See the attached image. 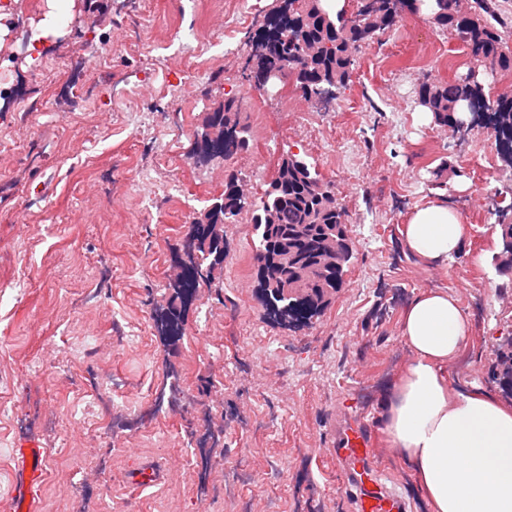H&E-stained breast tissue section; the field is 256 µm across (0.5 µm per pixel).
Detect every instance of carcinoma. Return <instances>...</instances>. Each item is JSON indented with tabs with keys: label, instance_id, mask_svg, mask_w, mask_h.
Masks as SVG:
<instances>
[{
	"label": "carcinoma",
	"instance_id": "cac0c4a2",
	"mask_svg": "<svg viewBox=\"0 0 512 512\" xmlns=\"http://www.w3.org/2000/svg\"><path fill=\"white\" fill-rule=\"evenodd\" d=\"M293 2L286 32L267 42V54L258 66L281 73L287 81L299 72L301 80L294 87L302 89L301 96L308 101H323L329 87L326 81L331 78L336 79L331 90L346 87L359 47L396 25L384 19L382 4L352 19L344 13L330 16L322 9L321 0ZM436 2L433 23L467 47L473 61L488 65L492 71L512 70V49L503 38L505 25L496 0H472L466 13L459 12L457 0ZM418 103L439 125L460 119L463 106L469 113L491 115L498 140L512 152V99L488 97L479 81L466 76L448 82H424L419 87ZM218 109L224 114V124L234 132L233 149L210 146L193 155L200 164L250 148V128L242 121L240 101L227 97L218 103ZM238 180L237 174L229 175L220 196L187 227L185 243L192 247V256L184 280L169 281L166 305L153 317L154 327L166 345L175 344L183 336L189 300L195 298L198 288L212 283L214 272L224 262L225 253L211 236L214 224H235L242 215H250L255 232V293L264 306V318L277 325L297 328L311 308V318L322 316L344 284L348 258L336 269L318 270L312 284L305 286L294 283V266H286L281 260L286 252L299 260L314 259L316 244L347 229L341 207L325 206L336 198L332 181L322 177L306 159L290 152L277 163V174L262 193L238 196L234 190Z\"/></svg>",
	"mask_w": 512,
	"mask_h": 512
}]
</instances>
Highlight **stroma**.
Masks as SVG:
<instances>
[{
  "instance_id": "35a3bbf8",
  "label": "stroma",
  "mask_w": 512,
  "mask_h": 512,
  "mask_svg": "<svg viewBox=\"0 0 512 512\" xmlns=\"http://www.w3.org/2000/svg\"><path fill=\"white\" fill-rule=\"evenodd\" d=\"M276 4L19 0L14 31L0 32L22 84L0 112V512H14L12 448L30 437L46 453L42 512H354L325 454L344 401L410 512H427L381 428L409 358L401 314L428 288L454 293L472 319L450 382L499 392L491 367L512 336V274L493 261L494 209L512 183L486 129L456 140L422 120L417 100L423 81L468 73L467 49L406 16L364 45L329 107L303 112L243 77L246 43ZM47 21L54 38L30 64L22 34ZM190 28L200 42L189 49ZM228 96L242 101L252 146L195 163L194 133ZM287 150L336 184L354 251L343 288L311 326L263 320L245 219L228 225L224 266L198 289L184 337L163 345L153 315L193 215L222 193L223 172L264 186ZM436 199L467 226L443 270L411 256L401 234ZM171 370L176 399L147 424L140 408ZM88 378L119 404L106 419L81 395ZM208 421L224 433V486L203 502L194 450ZM145 461L167 471L163 483L130 484Z\"/></svg>"
}]
</instances>
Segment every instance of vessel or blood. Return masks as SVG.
I'll list each match as a JSON object with an SVG mask.
<instances>
[{"label":"vessel or blood","instance_id":"b4317fda","mask_svg":"<svg viewBox=\"0 0 512 512\" xmlns=\"http://www.w3.org/2000/svg\"><path fill=\"white\" fill-rule=\"evenodd\" d=\"M332 455L353 489L355 512H407V501L386 485L375 466L374 450L362 422L344 426ZM14 460L12 498L16 512H41L40 491L46 469L39 442L29 438L19 443Z\"/></svg>","mask_w":512,"mask_h":512}]
</instances>
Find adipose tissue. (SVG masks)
Here are the masks:
<instances>
[{
	"instance_id": "ef3b65f1",
	"label": "adipose tissue",
	"mask_w": 512,
	"mask_h": 512,
	"mask_svg": "<svg viewBox=\"0 0 512 512\" xmlns=\"http://www.w3.org/2000/svg\"><path fill=\"white\" fill-rule=\"evenodd\" d=\"M465 226L443 201L416 207L404 227L407 250L425 264L447 266ZM470 320L443 288L416 295L400 320L410 360L383 406V432L401 449L430 512H512V404L474 385L453 386Z\"/></svg>"
}]
</instances>
